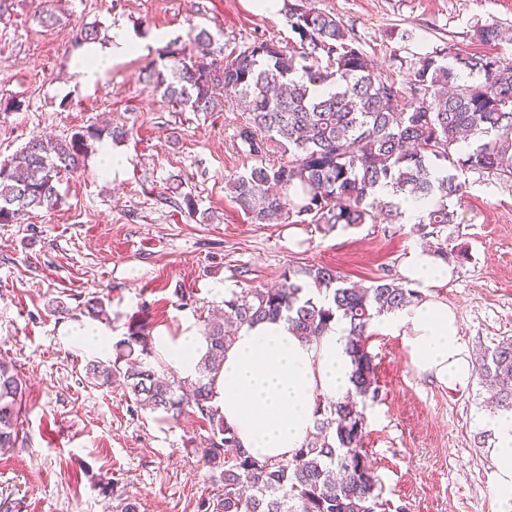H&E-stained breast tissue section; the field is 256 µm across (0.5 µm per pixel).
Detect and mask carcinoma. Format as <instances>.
<instances>
[{
  "label": "carcinoma",
  "instance_id": "1",
  "mask_svg": "<svg viewBox=\"0 0 512 512\" xmlns=\"http://www.w3.org/2000/svg\"><path fill=\"white\" fill-rule=\"evenodd\" d=\"M296 42L285 49L271 39L253 41L219 62L200 30L195 49L167 51L171 77L148 69V86L192 112H217L224 95L244 103L237 139L255 160L229 181L234 203L253 224L297 218L325 232L375 222L384 211L398 222L402 202L423 200L417 224L455 222L448 201L463 195L461 175L471 171L512 178V61L443 47L413 64L408 88H398L373 66L352 29L333 14L284 0ZM475 38L490 45L502 37L495 22L478 24ZM112 127L80 128L64 139L36 136L0 161V224L26 213L53 210L62 175L83 166L90 142L120 139ZM283 161L266 162L272 148ZM392 189L390 200L378 194ZM432 252L461 263L467 252L441 241ZM421 297L400 278L355 285L335 268L290 267L276 288H248L224 299V318L207 324L206 353L193 379L157 375L152 342L138 328L115 343V360L88 361L92 379L120 382L130 402L171 419L192 413L209 425L194 454L221 483L200 512H385L382 485L366 448L368 402L379 396L375 356L368 350L373 318ZM284 317L306 339L323 335L337 319L348 325L353 389L317 409L320 435L286 461H259L241 448L212 404V381L221 369L229 326ZM493 390L491 406L512 412V339L484 349L476 366ZM27 385L16 365L0 361V451L15 446L22 429Z\"/></svg>",
  "mask_w": 512,
  "mask_h": 512
}]
</instances>
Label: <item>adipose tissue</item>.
<instances>
[{
	"label": "adipose tissue",
	"instance_id": "obj_1",
	"mask_svg": "<svg viewBox=\"0 0 512 512\" xmlns=\"http://www.w3.org/2000/svg\"><path fill=\"white\" fill-rule=\"evenodd\" d=\"M139 49L124 33L105 46H90L92 63L80 67L85 83H94L114 59ZM400 273L420 298L373 319L370 329L400 338L413 369L445 386L467 388L475 366L462 340L457 315L433 293L447 283L449 267L430 251L410 248ZM347 326L332 323L317 341L296 336L286 321L241 326L224 352L214 380L213 403L242 448L260 459L285 460L304 446L314 429L319 401L338 400L351 390ZM162 350L183 378H195L207 350L201 336L164 340ZM482 424L495 435L494 486L503 505L512 504V413L490 412Z\"/></svg>",
	"mask_w": 512,
	"mask_h": 512
}]
</instances>
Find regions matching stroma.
<instances>
[{
	"mask_svg": "<svg viewBox=\"0 0 512 512\" xmlns=\"http://www.w3.org/2000/svg\"><path fill=\"white\" fill-rule=\"evenodd\" d=\"M253 0H0V160L35 135L61 138L89 125L128 129L112 149L110 174L93 149L81 174L64 177L60 201L20 224H0V358L27 383L24 430L0 451V512H199L219 487L193 450L209 433L193 414L175 421L136 409L117 386L91 379L94 352L74 333L95 328L114 343L138 326L154 338L202 335L231 292L278 284L292 266L329 265L365 285L398 276L416 225L378 220L330 233L315 224H252L227 180L250 168L238 148L244 115L189 112L151 91L145 68L166 50L212 35L221 58L254 39H295L284 11L261 14ZM352 26L361 50L406 86L418 56L450 46L512 61V41L485 45L476 22L512 27V0H309ZM116 31L140 42L94 84L72 67L75 34ZM409 40H401L402 31ZM448 245L469 259L452 265L437 298L458 315L471 357L512 337V179L465 175ZM195 197L196 213L178 208ZM103 300L108 322L92 319ZM65 313H57V305ZM378 401L366 408L367 448L393 512H502L493 486V438L477 417L481 384L453 389L412 368L399 338L372 334ZM113 484L112 492L101 489Z\"/></svg>",
	"mask_w": 512,
	"mask_h": 512,
	"instance_id": "35a3bbf8",
	"label": "stroma"
}]
</instances>
